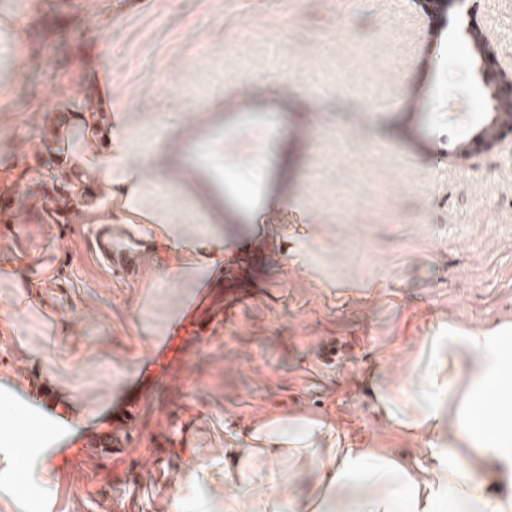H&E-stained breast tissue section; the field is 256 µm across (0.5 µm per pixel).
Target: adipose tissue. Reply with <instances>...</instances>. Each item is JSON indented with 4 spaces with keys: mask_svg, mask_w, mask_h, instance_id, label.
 Here are the masks:
<instances>
[{
    "mask_svg": "<svg viewBox=\"0 0 512 512\" xmlns=\"http://www.w3.org/2000/svg\"><path fill=\"white\" fill-rule=\"evenodd\" d=\"M72 117L114 145L103 156L88 146L73 153L74 192L95 182L101 202L124 204L127 223H146L131 204L142 170L125 162L126 122H113L103 98ZM409 392L406 401L379 387L373 395L387 421L425 439L415 464L339 442L313 415L262 418L224 453V512H512V325H452L426 337ZM308 461L316 489L298 497L282 469Z\"/></svg>",
    "mask_w": 512,
    "mask_h": 512,
    "instance_id": "adipose-tissue-1",
    "label": "adipose tissue"
}]
</instances>
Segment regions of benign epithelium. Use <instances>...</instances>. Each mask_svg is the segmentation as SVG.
<instances>
[{
	"label": "benign epithelium",
	"mask_w": 512,
	"mask_h": 512,
	"mask_svg": "<svg viewBox=\"0 0 512 512\" xmlns=\"http://www.w3.org/2000/svg\"><path fill=\"white\" fill-rule=\"evenodd\" d=\"M433 11L448 18L450 14L466 12L467 0H430ZM479 57L478 74L491 92L495 111L487 113L484 123L470 138L461 143L459 153L491 151L503 146L502 135L512 130V76L500 68L497 55L486 33L477 28H468Z\"/></svg>",
	"instance_id": "obj_1"
}]
</instances>
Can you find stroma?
I'll return each mask as SVG.
<instances>
[{
  "label": "stroma",
  "mask_w": 512,
  "mask_h": 512,
  "mask_svg": "<svg viewBox=\"0 0 512 512\" xmlns=\"http://www.w3.org/2000/svg\"><path fill=\"white\" fill-rule=\"evenodd\" d=\"M470 21L512 68V0L440 26L422 0H0V192L20 219L0 229V512H223L224 450L261 416L419 457L372 385L407 397L437 326L512 323V153L430 158L489 110ZM96 72L154 145L128 155L135 206L185 239L224 225L195 277L168 278L185 257L146 224L133 272L108 269L95 209L67 217L48 117L91 105ZM196 298L202 333L141 409L144 441L62 466L19 433L42 377L77 407L64 443L84 441Z\"/></svg>",
  "instance_id": "35a3bbf8"
}]
</instances>
